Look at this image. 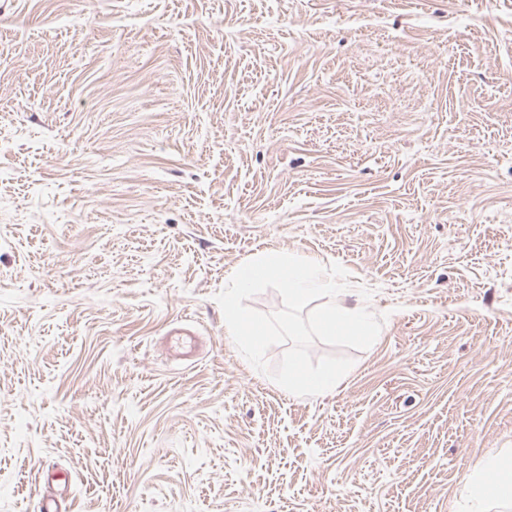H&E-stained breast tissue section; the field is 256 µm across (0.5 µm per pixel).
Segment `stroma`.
I'll return each mask as SVG.
<instances>
[{
	"label": "stroma",
	"mask_w": 512,
	"mask_h": 512,
	"mask_svg": "<svg viewBox=\"0 0 512 512\" xmlns=\"http://www.w3.org/2000/svg\"><path fill=\"white\" fill-rule=\"evenodd\" d=\"M267 253L384 318L322 394L225 334ZM492 460L512 0H0V512H512Z\"/></svg>",
	"instance_id": "35a3bbf8"
}]
</instances>
